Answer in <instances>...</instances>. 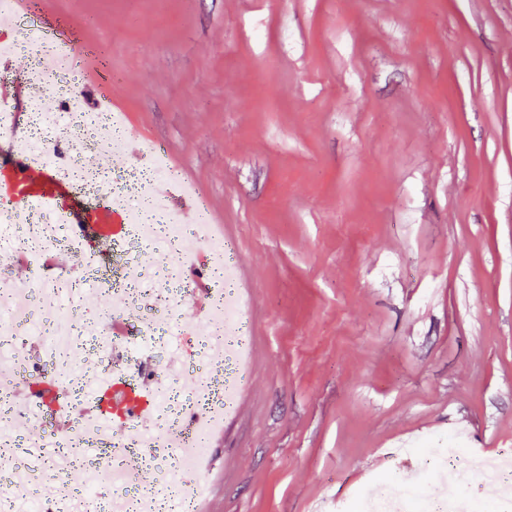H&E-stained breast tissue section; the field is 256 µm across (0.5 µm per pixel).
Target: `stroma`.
Returning <instances> with one entry per match:
<instances>
[{"label": "stroma", "mask_w": 512, "mask_h": 512, "mask_svg": "<svg viewBox=\"0 0 512 512\" xmlns=\"http://www.w3.org/2000/svg\"><path fill=\"white\" fill-rule=\"evenodd\" d=\"M224 220L250 365L211 512L512 451V0H49Z\"/></svg>", "instance_id": "1"}]
</instances>
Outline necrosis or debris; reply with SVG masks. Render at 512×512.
<instances>
[{
    "mask_svg": "<svg viewBox=\"0 0 512 512\" xmlns=\"http://www.w3.org/2000/svg\"><path fill=\"white\" fill-rule=\"evenodd\" d=\"M16 54L31 57L34 76L42 92L59 102L56 112L43 111L39 101H30L26 112L28 161L37 165L59 166L63 174L78 184L90 183L111 191L124 204L135 229L124 250L137 260L147 249L161 248L170 265L164 271H143L136 285L115 291L110 311H100L99 301L88 288L76 287L66 273L50 272L43 264L45 253L69 242V230L53 212H43L35 224H18L8 215H0V392L11 383L12 375L37 380L50 377L62 391H77L80 400L92 399L106 382L120 384L143 380L152 390L147 400H130L128 413L153 414L150 426L141 431L140 443L147 466L157 475L158 489L183 484L187 475L206 467L207 449L186 454L164 445L161 435L166 419L173 413L195 417L198 428L210 432L220 426L225 410L231 409L233 392L244 382L248 368L249 341L244 325V305L235 279L232 249L224 244L207 219L196 224L181 223L167 209L157 193L159 186L182 187L179 173L167 162L163 151L148 143L142 149L143 163L138 168L113 173L106 169L88 172L82 162L87 140L105 134L113 146H122L129 137L125 120L109 108L85 109L75 96L78 72L66 64L45 69L43 61L55 60L57 45L36 33H28L13 43ZM207 247L212 260V280L216 321L196 324L193 334L170 326H160V312H173L182 300L190 298L194 288L182 275L191 265L195 250ZM25 251L30 263L32 284L15 281L8 273L14 251ZM99 312L103 322L129 316L123 336L115 338L102 331L85 336L82 325L89 312ZM195 337L200 358L196 371L209 370L216 357H223V406L194 413L195 390L192 375L183 371L180 349L188 337ZM39 343L38 355L29 352L30 343ZM94 353L101 368L85 370L80 361ZM463 453L458 448L423 455L422 473L440 475V484L424 490L402 489L394 481H382L358 512H456V493L465 479L461 467ZM479 488L487 495H512V461L482 459L473 462ZM131 478L109 462L88 468L80 485V504L84 512H98L105 501H125Z\"/></svg>",
    "mask_w": 512,
    "mask_h": 512,
    "instance_id": "1",
    "label": "necrosis or debris"
}]
</instances>
